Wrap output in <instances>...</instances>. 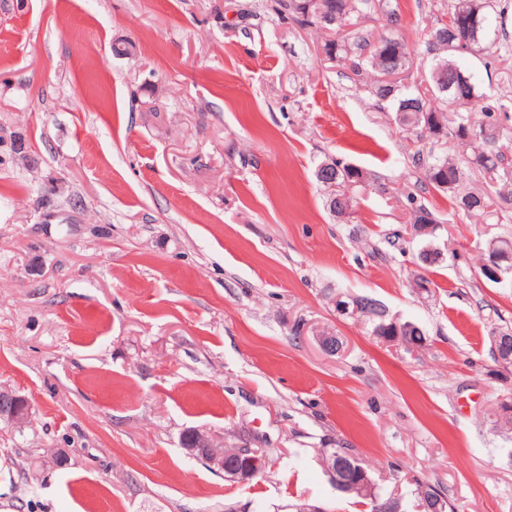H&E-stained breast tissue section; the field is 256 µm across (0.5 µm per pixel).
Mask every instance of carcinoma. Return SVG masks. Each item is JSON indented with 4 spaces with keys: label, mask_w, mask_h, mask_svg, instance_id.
<instances>
[{
    "label": "carcinoma",
    "mask_w": 512,
    "mask_h": 512,
    "mask_svg": "<svg viewBox=\"0 0 512 512\" xmlns=\"http://www.w3.org/2000/svg\"><path fill=\"white\" fill-rule=\"evenodd\" d=\"M327 12L336 15V28L332 38L323 45L324 54L330 59L349 62L354 74L366 71L373 76L369 93L380 103L390 105L395 123L405 132L412 134L427 130L434 142L452 138L463 149L472 154L465 160H456L437 155L429 150L415 153V161L422 166L424 176L431 188L449 195L460 210L488 215L492 213V192L501 184L512 183V162L502 151V141L512 139V116L500 104L487 101L472 74L461 69L455 58L464 54H486L498 61L508 56L509 45L499 39L497 19L504 15L495 0H456L446 19L437 20L426 34V52L432 56V65L426 81L428 94L420 90L410 92L399 83L392 85L385 77L391 72L402 75L412 67L411 54L404 41L387 28L384 32L369 36L356 29L348 30V22L371 11H381L387 22L396 24V8L390 0H322ZM282 11L288 18L305 25L319 27L309 21L307 11H315L311 0H280ZM458 16L477 17V21L465 32L455 36L448 23ZM472 168L483 176L486 190L462 192L460 186L466 177V170ZM316 181L326 191V208L337 218L353 214L357 193L365 186L367 176L360 169L336 161V170L323 177L314 172ZM430 226L437 228L435 214L426 206L414 210L412 228ZM499 254L505 259L504 276L512 277V239L503 237L489 243L488 254ZM418 266L432 267L442 261L441 252L430 246H423L417 254ZM352 303L358 312L348 318L370 325V334L376 339L391 335L394 320L377 301L354 297ZM427 341L421 327L413 325L407 333L404 351L412 353ZM322 462L331 469L345 464V478L348 481L367 480L372 483L371 492L362 497L368 506L367 512H376L373 500L378 505H398L400 496L382 490L372 482V477L353 453V449L340 444L334 448L321 449Z\"/></svg>",
    "instance_id": "1"
}]
</instances>
